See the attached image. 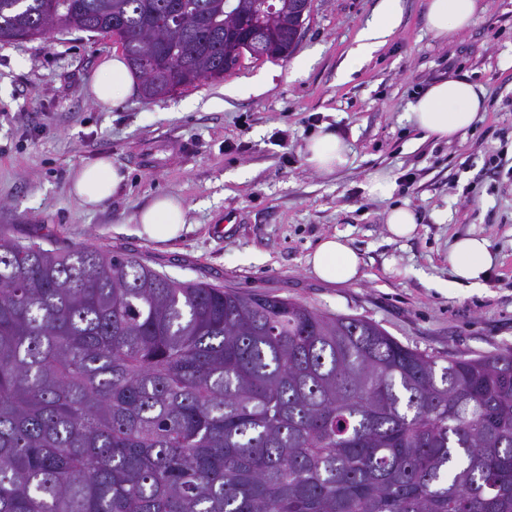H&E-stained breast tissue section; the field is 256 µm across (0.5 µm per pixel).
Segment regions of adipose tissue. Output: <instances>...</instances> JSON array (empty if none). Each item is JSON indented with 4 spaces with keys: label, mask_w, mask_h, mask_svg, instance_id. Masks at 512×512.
Instances as JSON below:
<instances>
[{
    "label": "adipose tissue",
    "mask_w": 512,
    "mask_h": 512,
    "mask_svg": "<svg viewBox=\"0 0 512 512\" xmlns=\"http://www.w3.org/2000/svg\"><path fill=\"white\" fill-rule=\"evenodd\" d=\"M481 10L480 0H429L428 28L440 37L454 35L470 27ZM399 0H384L373 20L361 31L353 62H361L383 44L398 18ZM133 76L120 57L104 61L90 85L94 100L102 105L114 104L131 87ZM484 110V91L480 85L462 79H447L432 84L411 102L408 122L423 138L451 140L465 132ZM349 146L333 131L319 132L305 147L307 164L322 174H332L349 163ZM127 180V173L111 156L104 155L76 168L71 176L69 193L85 209L93 210L110 198ZM184 200L172 194L157 195L141 209L135 222L138 232L157 242L177 239L186 224ZM457 288L480 287L495 263V256L485 238L471 235L454 241L448 256ZM311 275L330 284H350L363 275L360 255L343 235L322 237L307 257Z\"/></svg>",
    "instance_id": "obj_1"
}]
</instances>
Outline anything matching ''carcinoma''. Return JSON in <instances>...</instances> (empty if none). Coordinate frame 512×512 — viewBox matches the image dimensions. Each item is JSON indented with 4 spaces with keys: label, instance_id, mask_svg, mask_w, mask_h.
<instances>
[{
    "label": "carcinoma",
    "instance_id": "cac0c4a2",
    "mask_svg": "<svg viewBox=\"0 0 512 512\" xmlns=\"http://www.w3.org/2000/svg\"><path fill=\"white\" fill-rule=\"evenodd\" d=\"M259 2L0 0V43L109 36L155 100L290 57ZM0 512H512V352L0 232Z\"/></svg>",
    "mask_w": 512,
    "mask_h": 512
}]
</instances>
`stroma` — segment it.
<instances>
[{
	"mask_svg": "<svg viewBox=\"0 0 512 512\" xmlns=\"http://www.w3.org/2000/svg\"><path fill=\"white\" fill-rule=\"evenodd\" d=\"M383 0H312L290 58L244 60L147 102L131 91L95 103L92 74L119 53L107 36L56 32L0 44V231L44 247L130 253L176 281H203L363 318L411 348L474 357L512 349V0H484L449 38L426 25L428 0H400V22L361 64L349 54ZM484 87L481 119L451 141L422 138L410 102L433 83ZM329 129L350 163L324 175L306 141ZM109 155L129 173L97 211L68 192L71 171ZM394 175L390 197L368 179ZM180 195L186 230L170 243L141 237L133 217L158 194ZM414 210L418 231L390 239L392 207ZM340 233L363 260L357 283L324 284L306 257ZM486 238L496 257L480 288H449L457 237Z\"/></svg>",
	"mask_w": 512,
	"mask_h": 512,
	"instance_id": "obj_1",
	"label": "stroma"
}]
</instances>
